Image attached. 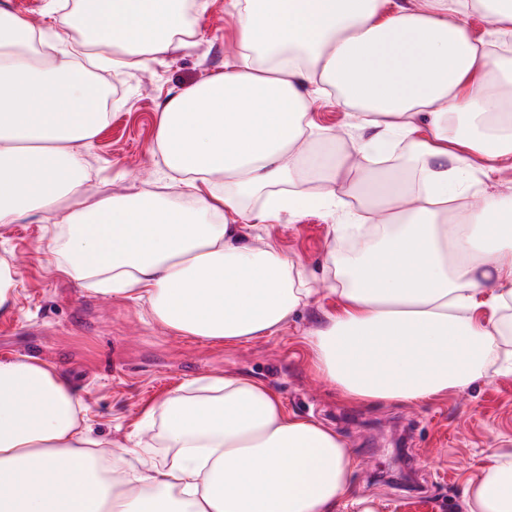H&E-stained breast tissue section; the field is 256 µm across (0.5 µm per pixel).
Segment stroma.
<instances>
[{"label": "stroma", "instance_id": "1", "mask_svg": "<svg viewBox=\"0 0 512 512\" xmlns=\"http://www.w3.org/2000/svg\"><path fill=\"white\" fill-rule=\"evenodd\" d=\"M193 23L194 46L122 74L100 73L112 93L111 118L85 151L100 190L124 195L151 188L160 104L169 91L238 59V24L229 0H208ZM312 117L336 132L324 152L343 148L355 134L349 112L335 101L316 102ZM329 224L325 211L309 210L247 228L250 240L274 244L313 273L314 295L278 335L233 345L176 335L144 306L80 287L47 264L54 241L46 225H11L0 235V257L13 262L19 285L13 310L0 316V357L47 363L72 383L94 434L115 446L144 434L151 446L143 455L158 465L173 451L161 445V426L143 431L146 410L200 378L252 376L289 412L336 431L356 461L355 493L373 498L378 512H465L467 482L489 449L512 448V374L483 376L422 401L366 405L348 401L319 378L300 339L324 313L340 307L319 277Z\"/></svg>", "mask_w": 512, "mask_h": 512}]
</instances>
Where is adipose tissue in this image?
Masks as SVG:
<instances>
[{"label":"adipose tissue","instance_id":"obj_1","mask_svg":"<svg viewBox=\"0 0 512 512\" xmlns=\"http://www.w3.org/2000/svg\"><path fill=\"white\" fill-rule=\"evenodd\" d=\"M388 2L230 0L243 58L157 115L155 173L178 202L94 189L84 151L109 119L96 69L187 47L205 0H47V29L0 4V233L23 217L64 225L49 257L61 273L234 344L279 334L313 295L303 265L245 227L322 209L341 306L302 338L320 377L372 404L465 386L493 362L512 372V197L484 188L512 159V57L494 49L512 38V0ZM473 12L492 41L470 37ZM323 95L362 132L337 156L316 149L336 139L311 117ZM399 142L414 175L381 165ZM310 168L322 187L299 193ZM83 411L43 361L0 359V512H377L353 496L336 432L255 378H203L147 411L173 451L161 467L124 445L96 457ZM465 504L512 512V449L490 451Z\"/></svg>","mask_w":512,"mask_h":512}]
</instances>
